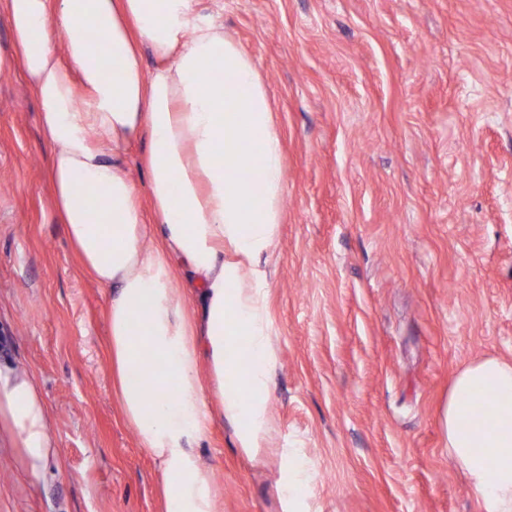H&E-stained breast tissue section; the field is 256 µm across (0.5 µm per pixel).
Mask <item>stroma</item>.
<instances>
[{
	"label": "stroma",
	"mask_w": 512,
	"mask_h": 512,
	"mask_svg": "<svg viewBox=\"0 0 512 512\" xmlns=\"http://www.w3.org/2000/svg\"><path fill=\"white\" fill-rule=\"evenodd\" d=\"M253 56L284 149L269 260L276 448L215 422L219 512H282L277 448L315 512H480L448 456L455 374L512 361V0H199ZM23 71L0 72V362L32 373L58 454L0 433V512H160L112 394L109 291L53 205ZM278 488L284 512H311V490L317 478L316 463L296 448L280 449Z\"/></svg>",
	"instance_id": "stroma-1"
}]
</instances>
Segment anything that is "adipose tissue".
Segmentation results:
<instances>
[{
	"label": "adipose tissue",
	"mask_w": 512,
	"mask_h": 512,
	"mask_svg": "<svg viewBox=\"0 0 512 512\" xmlns=\"http://www.w3.org/2000/svg\"><path fill=\"white\" fill-rule=\"evenodd\" d=\"M0 10L15 49L0 71L21 64L39 99L54 207L109 290L113 387L158 466L162 512H218L220 486L199 454L214 419L248 455L275 446L267 261L284 186L268 92L197 0H0ZM143 138L145 204L122 163ZM443 419L481 512H512V363L486 357L458 372ZM0 428L41 473L53 421L34 378L8 364ZM279 472L287 512H312L315 462L284 448Z\"/></svg>",
	"instance_id": "1"
}]
</instances>
